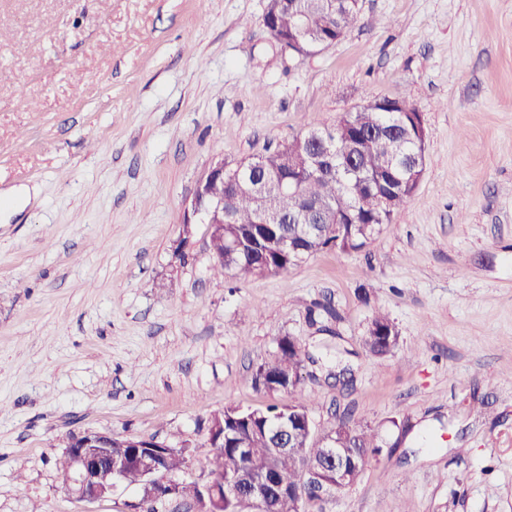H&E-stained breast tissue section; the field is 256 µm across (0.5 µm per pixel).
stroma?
Instances as JSON below:
<instances>
[{
    "label": "stroma",
    "instance_id": "35a3bbf8",
    "mask_svg": "<svg viewBox=\"0 0 512 512\" xmlns=\"http://www.w3.org/2000/svg\"><path fill=\"white\" fill-rule=\"evenodd\" d=\"M265 4L0 0V512H140L122 485L66 490L69 437L165 440L204 482L215 414L293 401L379 438L323 512H512V0H363L369 24L304 59ZM375 97L428 130L392 223L282 273H216L208 225H182L208 167ZM379 311L399 332L383 356L362 344ZM286 334L314 357L303 386L257 388Z\"/></svg>",
    "mask_w": 512,
    "mask_h": 512
}]
</instances>
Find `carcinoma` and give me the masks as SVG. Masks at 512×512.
I'll return each mask as SVG.
<instances>
[{"label":"carcinoma","instance_id":"carcinoma-1","mask_svg":"<svg viewBox=\"0 0 512 512\" xmlns=\"http://www.w3.org/2000/svg\"><path fill=\"white\" fill-rule=\"evenodd\" d=\"M361 16L362 0H267L262 20L281 42L293 36L298 21H305L309 48L314 50L320 39H341ZM324 127L323 123L311 125L306 133L260 156L249 172L238 175L230 168L224 172L228 182L219 183L215 190L224 195L233 216L224 225V240L234 241L237 249H224V263L214 267L216 272L228 271L239 279L256 276L260 270L285 272L291 267V256L283 244L306 257L323 250L330 242L323 233L328 220L336 225L334 246L359 250L408 203L420 171L415 169L411 147H404L398 156L390 151L392 137L404 135V130L389 108L349 114L340 136L359 143L354 161L338 156L316 173L309 163L321 145L313 134ZM398 339L393 322L378 313L363 345L383 355ZM307 360L312 356L286 334L278 339L273 359L259 367L255 383L270 392L294 391L303 383ZM307 415V407L296 402L272 404L264 411L225 408L214 416L224 424V444L209 460L210 471L219 472L230 464L245 487L262 478L285 477L289 495L271 493L265 512H311L321 495L309 473L321 460L323 445L309 436ZM283 429L296 435L301 452L275 448ZM330 434L347 449V459L354 461L347 474L350 481L357 480L369 458L380 450L377 434L364 421L347 420L322 432L324 437ZM187 462L186 449L173 447L161 466L170 476L186 468Z\"/></svg>","mask_w":512,"mask_h":512}]
</instances>
